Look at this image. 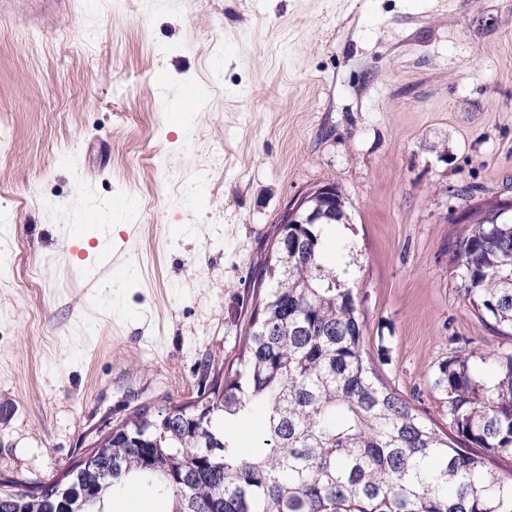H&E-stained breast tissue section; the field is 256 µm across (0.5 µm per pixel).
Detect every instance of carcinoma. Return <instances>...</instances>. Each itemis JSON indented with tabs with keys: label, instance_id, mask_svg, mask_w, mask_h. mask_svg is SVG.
I'll use <instances>...</instances> for the list:
<instances>
[{
	"label": "carcinoma",
	"instance_id": "obj_1",
	"mask_svg": "<svg viewBox=\"0 0 512 512\" xmlns=\"http://www.w3.org/2000/svg\"><path fill=\"white\" fill-rule=\"evenodd\" d=\"M471 218L449 262L481 319L512 331V216L486 197ZM324 249L321 225H288L224 378L99 430L50 496L43 482L0 477V512H68L86 495L105 512L134 482L169 497V512H512V352L484 355L489 385L463 349L440 365L465 447L448 441L365 360L357 297ZM256 413L259 443L245 452L230 426Z\"/></svg>",
	"mask_w": 512,
	"mask_h": 512
}]
</instances>
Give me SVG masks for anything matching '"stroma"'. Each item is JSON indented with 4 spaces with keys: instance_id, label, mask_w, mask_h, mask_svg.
Listing matches in <instances>:
<instances>
[{
    "instance_id": "1",
    "label": "stroma",
    "mask_w": 512,
    "mask_h": 512,
    "mask_svg": "<svg viewBox=\"0 0 512 512\" xmlns=\"http://www.w3.org/2000/svg\"><path fill=\"white\" fill-rule=\"evenodd\" d=\"M23 0L0 15V474L60 475L236 358L283 211L325 228L363 350L428 423L463 342L455 216L512 196V0ZM108 173H101V166Z\"/></svg>"
}]
</instances>
